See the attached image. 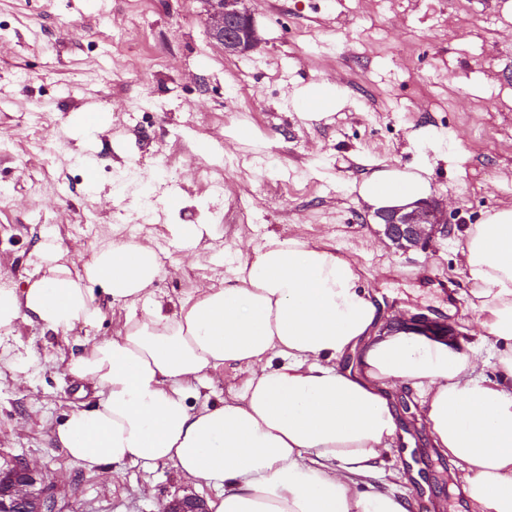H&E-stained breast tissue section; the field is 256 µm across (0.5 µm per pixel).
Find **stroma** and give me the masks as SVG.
<instances>
[{
	"instance_id": "obj_1",
	"label": "stroma",
	"mask_w": 512,
	"mask_h": 512,
	"mask_svg": "<svg viewBox=\"0 0 512 512\" xmlns=\"http://www.w3.org/2000/svg\"><path fill=\"white\" fill-rule=\"evenodd\" d=\"M504 3L248 0L262 42L238 58L209 39L204 0H0V276L38 278L31 253L46 235L79 264L106 242L144 241L162 264L154 294L177 302L223 286L234 252L297 237L352 257L385 321L424 316L453 325L458 344L487 347L454 242L512 205ZM323 81L344 90L345 107L301 119L294 89ZM91 107L104 125L74 139ZM169 165L180 177L144 195ZM417 165L452 232L404 253L354 184L377 166ZM179 224L208 225L206 245L177 247ZM93 300L99 320L68 337L33 324L0 344V466L23 458L42 470L62 512H162L176 494L214 497L170 462L89 471L55 445L66 415L100 399L66 370L74 341L92 348L126 321L102 292ZM244 379L209 371L190 403L220 402ZM391 397L397 446L384 481L409 512H469L466 471L431 447L416 390L399 385Z\"/></svg>"
}]
</instances>
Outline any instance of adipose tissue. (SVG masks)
<instances>
[{
  "instance_id": "1",
  "label": "adipose tissue",
  "mask_w": 512,
  "mask_h": 512,
  "mask_svg": "<svg viewBox=\"0 0 512 512\" xmlns=\"http://www.w3.org/2000/svg\"><path fill=\"white\" fill-rule=\"evenodd\" d=\"M346 103L339 86L298 89L300 118L320 121ZM372 211L428 198L425 170L384 168L358 185ZM491 357L418 329L385 326L359 288L354 261L326 245L270 237L236 253L223 286L179 302L156 297L154 248L113 242L75 270L56 239L40 242L46 275L17 288L0 281V342L23 324L67 335L102 314L90 283L130 313L118 336L71 356L67 371L101 399L73 411L54 439L86 470L126 461L171 462L219 491L211 512H409L379 487L396 443L388 391L405 382L421 398L434 448L468 471L471 512H512V205L488 212L459 241ZM353 354L355 370L335 361ZM496 376L484 374L487 361ZM230 366L242 387L222 404L189 405L194 380Z\"/></svg>"
}]
</instances>
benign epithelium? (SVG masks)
<instances>
[{"instance_id":"benign-epithelium-1","label":"benign epithelium","mask_w":512,"mask_h":512,"mask_svg":"<svg viewBox=\"0 0 512 512\" xmlns=\"http://www.w3.org/2000/svg\"><path fill=\"white\" fill-rule=\"evenodd\" d=\"M206 27L210 39L224 48V54L245 56L253 52L260 38L246 0H204ZM384 236L397 248L419 247L436 232H449L441 221L439 203L425 199L410 211L401 208L378 211ZM0 512H59L58 501L44 473L25 459L0 468ZM163 512H209L204 499L188 494L173 497Z\"/></svg>"}]
</instances>
